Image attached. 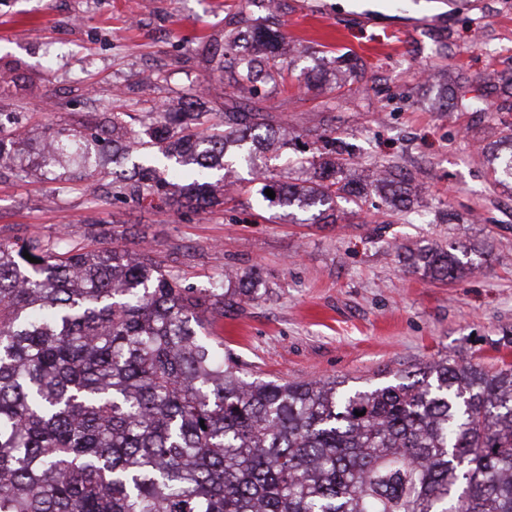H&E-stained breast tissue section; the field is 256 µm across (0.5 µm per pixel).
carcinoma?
Returning a JSON list of instances; mask_svg holds the SVG:
<instances>
[{"label": "carcinoma", "instance_id": "1", "mask_svg": "<svg viewBox=\"0 0 512 512\" xmlns=\"http://www.w3.org/2000/svg\"><path fill=\"white\" fill-rule=\"evenodd\" d=\"M203 49L229 97L276 83L290 66L269 18L240 12ZM496 111H512V70L497 75ZM201 92L160 106L135 128L117 112L85 137L61 129L38 148L0 137V167L52 172L110 155L112 196L177 213L224 204L212 182L241 159L272 206L362 209L367 190L411 180L395 166L357 185L336 129L298 161L292 183L263 162L288 151V128L246 104L206 108ZM444 105L478 112L484 99L450 90ZM508 153L488 158L512 181ZM188 179L173 187L169 163ZM28 252L37 263L29 262ZM406 267L436 281L472 270L438 244L404 248ZM248 275L185 288L150 250L65 238L0 241V512H512V364L440 358L394 382L349 388L337 378L248 379L212 336L224 309L261 298ZM362 415H355V411Z\"/></svg>", "mask_w": 512, "mask_h": 512}]
</instances>
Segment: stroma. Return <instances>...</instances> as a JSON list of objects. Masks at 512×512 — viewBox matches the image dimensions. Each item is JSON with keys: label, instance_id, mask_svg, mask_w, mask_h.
I'll list each match as a JSON object with an SVG mask.
<instances>
[{"label": "stroma", "instance_id": "1", "mask_svg": "<svg viewBox=\"0 0 512 512\" xmlns=\"http://www.w3.org/2000/svg\"><path fill=\"white\" fill-rule=\"evenodd\" d=\"M242 9L264 11L261 0H0V73L16 78L0 86V132L35 147L54 129L80 135L102 116L174 104L199 86L222 102L224 83L209 77L201 48ZM277 20L293 68L243 102L296 129L290 154L330 123L359 161L348 178L388 161L415 174L413 211L343 201L339 223L319 224L297 208H258L243 168L223 210L169 214L91 200L75 165L28 177L2 168L0 240L62 234L91 246L115 236L152 249L191 288L228 271L253 275L266 295L213 325L250 375L365 386L444 357L512 362V346L497 345L512 330V191L495 187L484 163L488 80L512 66V0H280ZM340 50L365 63V81L341 98L329 83L298 84L301 70L332 73ZM456 74L485 110L438 109L439 87ZM447 212L462 223L444 221ZM422 241L467 251L475 272L449 283L408 272L399 255Z\"/></svg>", "mask_w": 512, "mask_h": 512}]
</instances>
